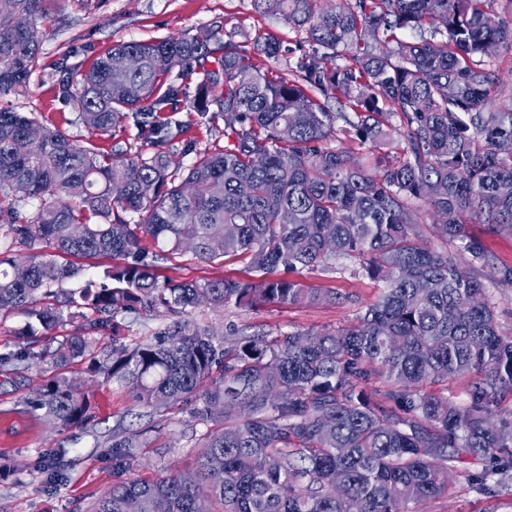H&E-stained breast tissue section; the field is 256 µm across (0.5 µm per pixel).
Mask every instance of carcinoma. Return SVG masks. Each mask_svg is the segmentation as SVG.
<instances>
[{
    "mask_svg": "<svg viewBox=\"0 0 512 512\" xmlns=\"http://www.w3.org/2000/svg\"><path fill=\"white\" fill-rule=\"evenodd\" d=\"M8 2L0 97L26 89L39 61L43 0ZM251 2L305 32L311 50L295 56L260 29L224 41L215 25L116 44L81 74L71 95L79 120L110 137L137 119L147 156L82 146L0 107V314L23 309L28 333L50 329L61 310L38 305L37 296L57 297L54 287L76 274L51 254L118 260L87 280L79 298L67 296L79 324L53 362L94 355L90 336L113 331L117 314L161 308L172 317L165 328L94 359L95 371L124 383L142 409L195 403L204 428L194 483L174 472L119 480L94 512H421L462 474L479 494L499 492L512 483V421L495 418L512 397V336L500 334L483 282L420 243L412 200L428 204L438 232L462 242L472 266L512 286V266L494 265L468 233L477 221L512 236V151L500 150L512 143V94L496 106L505 85L487 62L491 46L512 50V20L492 13L490 0H331L329 9L323 0ZM425 27L428 39H394L397 30ZM215 43L223 54L208 69ZM118 55L141 65L116 72ZM283 55L286 68H263ZM196 67L193 108L223 117L228 143L178 181L169 114L181 99L171 76ZM330 98L339 111L326 109ZM31 126L38 140L16 150ZM338 133L370 147L394 135L402 153L372 173L322 146ZM114 181L125 185L116 198ZM145 237L171 252L189 243L209 263L236 257L254 275L162 279V255L142 246ZM345 257L383 285L346 326L268 339L237 329L220 335L190 319L201 305L342 301L277 272L335 274ZM44 360L25 347L0 353L1 368ZM378 368L393 385L383 401L367 391ZM466 376L474 377L468 403L457 407L445 390ZM30 407L62 428L92 420L89 395L64 379L44 384ZM148 446L126 430L113 434L117 474ZM214 456L222 469L210 467ZM470 459L481 470H467ZM36 470L48 488L63 480L55 456L40 457Z\"/></svg>",
    "mask_w": 512,
    "mask_h": 512,
    "instance_id": "1",
    "label": "carcinoma"
}]
</instances>
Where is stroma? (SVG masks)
I'll return each instance as SVG.
<instances>
[{
    "label": "stroma",
    "mask_w": 512,
    "mask_h": 512,
    "mask_svg": "<svg viewBox=\"0 0 512 512\" xmlns=\"http://www.w3.org/2000/svg\"><path fill=\"white\" fill-rule=\"evenodd\" d=\"M218 23L225 33L239 39L258 28L272 32L285 44L304 39L303 32L281 18L256 13L251 0H46L37 24L41 40L39 66L25 92L8 95L0 102L32 113L39 122L81 144L91 143L105 150L116 143L131 155L149 153L148 143L138 137L134 125L115 129L108 138L92 133L79 121L70 91L75 90L81 71L115 44L169 35L191 36ZM197 82L194 74L181 80L185 97L175 118L182 122L183 131L169 153L174 165L182 169L197 155L224 145L223 119H210L192 107ZM343 265L345 271L341 274L310 273L302 278L310 288L336 289L344 294L343 302L293 305L273 311L202 306L191 317L220 333L233 326L248 335L269 337L345 325L375 300L381 286L358 274L356 260H344ZM157 274L179 282L203 283L218 278L242 279L247 271L237 259L227 257L207 263L186 250L169 254L167 260L161 261ZM116 321L118 338L94 337L96 354L111 352L116 345L134 347L166 325L165 320L143 310L118 314ZM26 322V315L20 311L0 315V353L26 347L50 354L64 347L74 332L73 323L65 317L46 335L27 338L22 334ZM56 375L88 393L96 418L87 427L59 428L42 412L30 408L29 398ZM120 426L142 432L150 442L149 447L138 449L137 464L127 471V478H155L171 468L191 472L194 445L202 428L189 410L171 408L137 415L129 390L92 374L88 362L81 359L60 368L48 362L29 368H1L0 512H92L117 478L111 444L112 435ZM51 451L61 456L65 479L57 490L49 492L44 490L34 463ZM423 510L512 512V494L483 496L460 478L447 495L426 502Z\"/></svg>",
    "instance_id": "stroma-1"
}]
</instances>
